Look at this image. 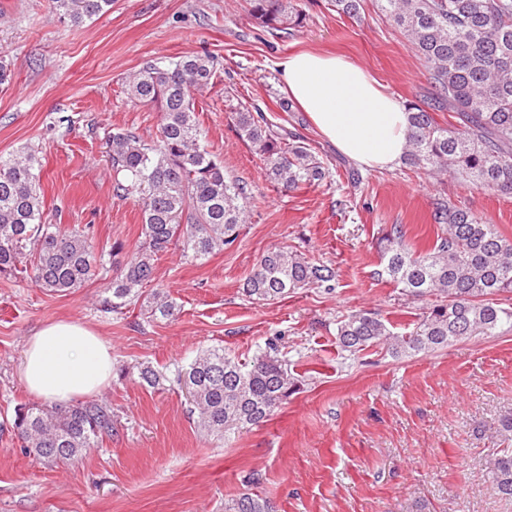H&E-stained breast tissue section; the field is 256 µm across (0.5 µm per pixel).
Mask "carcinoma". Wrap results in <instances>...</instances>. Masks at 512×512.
Segmentation results:
<instances>
[{
  "label": "carcinoma",
  "instance_id": "cac0c4a2",
  "mask_svg": "<svg viewBox=\"0 0 512 512\" xmlns=\"http://www.w3.org/2000/svg\"><path fill=\"white\" fill-rule=\"evenodd\" d=\"M63 20L79 26L112 8V0H50ZM363 0H335L338 12L357 20ZM381 10L408 37L426 63L432 102L407 104L412 132L404 164L446 172L493 192L512 195V0H380ZM265 26L303 24L292 0H250ZM214 76L208 54L150 64L127 84L135 102L161 112L159 136L147 140L121 130L107 145L116 175L113 193L136 199L141 241L125 262L123 245L98 250L95 227L45 223L38 158L21 150L0 157V276L26 277L47 292L66 293L112 276L104 305L119 312L156 280L158 256L176 245L185 262L201 263L234 245L245 224L247 186L224 175V162L208 149L196 110V93ZM448 109V124L434 111ZM238 136L264 163L270 182L285 189L314 185L326 169L301 137L274 131L260 110L235 113ZM436 240L424 252L408 242L399 224L383 230L377 276L413 301L426 302L416 321L398 333L375 313L359 310L338 323L336 343L349 357L383 346L394 357L446 348L477 335L512 330V242L493 224L449 201L432 214ZM331 266L272 247L259 256L243 292L270 303L300 288H335ZM152 319H169L177 305L155 291L142 303ZM174 380L197 410V426L212 435L240 433L268 421L299 390L275 343L248 362L222 348L206 349L177 369ZM21 451L48 463H77L112 432V409L99 401L58 408L18 405L9 422ZM493 491L512 498V448L486 461ZM224 512H276L270 499L242 492Z\"/></svg>",
  "mask_w": 512,
  "mask_h": 512
}]
</instances>
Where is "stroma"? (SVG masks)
I'll list each match as a JSON object with an SVG mask.
<instances>
[{
    "instance_id": "stroma-1",
    "label": "stroma",
    "mask_w": 512,
    "mask_h": 512,
    "mask_svg": "<svg viewBox=\"0 0 512 512\" xmlns=\"http://www.w3.org/2000/svg\"><path fill=\"white\" fill-rule=\"evenodd\" d=\"M294 2L305 20L284 33L253 17L250 0H112L110 12L80 26L60 20L49 0H0V157L35 152L47 223L91 224L98 246L136 251L141 212L113 194L105 135L156 138L160 114L130 102L127 79L147 63L204 52L215 70L196 97L206 142L251 194L236 245L200 265L174 247L161 254L156 286L178 308L169 320L146 319L136 306L104 311L103 280L52 294L0 276V423L32 400L19 365L25 338L44 323L87 324L115 358L101 395L114 428L79 464L25 455L0 430V512H224L225 500L247 490L277 512H512L485 470L512 417V331L400 358L376 346L353 359L336 344L337 324L352 312L378 313L401 332L421 311L373 276L382 227L402 225L429 249L432 210L450 199L512 238V195L402 163L362 169L297 104L281 110L288 95L277 63L300 50L344 55L399 102L431 97L426 64L378 0H363L357 22L332 0ZM246 107L261 109L274 130L303 136L328 177L295 190L270 183L235 130L234 114ZM272 246L331 265L334 290L301 288L271 304L246 298L242 285ZM270 341L300 390L249 431L223 440L198 429L175 369L213 347L246 361ZM145 366L160 374L158 385L141 382Z\"/></svg>"
}]
</instances>
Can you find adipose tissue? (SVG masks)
Segmentation results:
<instances>
[{
	"mask_svg": "<svg viewBox=\"0 0 512 512\" xmlns=\"http://www.w3.org/2000/svg\"><path fill=\"white\" fill-rule=\"evenodd\" d=\"M285 91L336 149L367 169L398 164L411 127L403 106L361 65L316 51L278 63ZM114 370L111 345L85 324H43L24 344L19 377L28 392L52 405L100 394Z\"/></svg>",
	"mask_w": 512,
	"mask_h": 512,
	"instance_id": "obj_1",
	"label": "adipose tissue"
}]
</instances>
